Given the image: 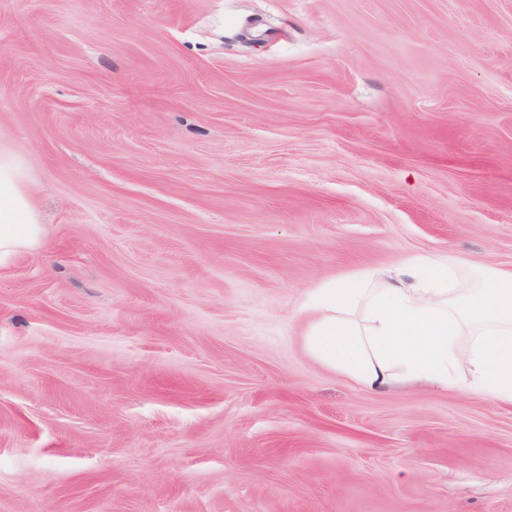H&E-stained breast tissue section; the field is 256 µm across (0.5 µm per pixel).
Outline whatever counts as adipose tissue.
<instances>
[{
	"mask_svg": "<svg viewBox=\"0 0 512 512\" xmlns=\"http://www.w3.org/2000/svg\"><path fill=\"white\" fill-rule=\"evenodd\" d=\"M27 164L0 145V265L42 242ZM305 344L364 389L403 382L512 404V273L419 254L309 290Z\"/></svg>",
	"mask_w": 512,
	"mask_h": 512,
	"instance_id": "obj_1",
	"label": "adipose tissue"
}]
</instances>
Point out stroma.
<instances>
[{
  "mask_svg": "<svg viewBox=\"0 0 512 512\" xmlns=\"http://www.w3.org/2000/svg\"><path fill=\"white\" fill-rule=\"evenodd\" d=\"M0 512H512V406L374 394L309 288L512 270V0H0ZM43 230L32 205L27 164L0 142V265L41 245Z\"/></svg>",
  "mask_w": 512,
  "mask_h": 512,
  "instance_id": "stroma-1",
  "label": "stroma"
}]
</instances>
